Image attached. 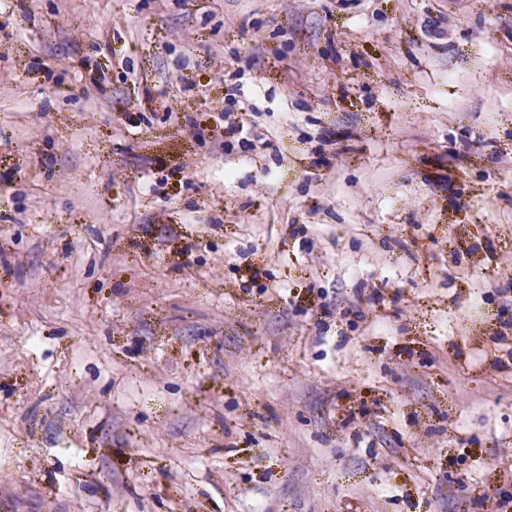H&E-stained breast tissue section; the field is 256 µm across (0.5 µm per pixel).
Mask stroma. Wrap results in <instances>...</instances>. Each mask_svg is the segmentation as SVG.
Wrapping results in <instances>:
<instances>
[{
    "label": "stroma",
    "mask_w": 512,
    "mask_h": 512,
    "mask_svg": "<svg viewBox=\"0 0 512 512\" xmlns=\"http://www.w3.org/2000/svg\"><path fill=\"white\" fill-rule=\"evenodd\" d=\"M0 512H512V0H0Z\"/></svg>",
    "instance_id": "1"
}]
</instances>
